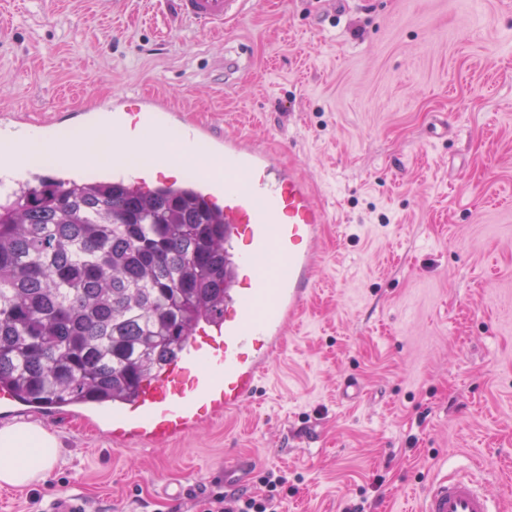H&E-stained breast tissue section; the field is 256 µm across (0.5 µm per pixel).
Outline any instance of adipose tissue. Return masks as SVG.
Wrapping results in <instances>:
<instances>
[{
	"label": "adipose tissue",
	"mask_w": 512,
	"mask_h": 512,
	"mask_svg": "<svg viewBox=\"0 0 512 512\" xmlns=\"http://www.w3.org/2000/svg\"><path fill=\"white\" fill-rule=\"evenodd\" d=\"M57 436L38 425L0 428V485L25 487L45 479L61 461Z\"/></svg>",
	"instance_id": "1"
}]
</instances>
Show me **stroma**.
I'll return each mask as SVG.
<instances>
[{
  "label": "stroma",
  "instance_id": "35a3bbf8",
  "mask_svg": "<svg viewBox=\"0 0 512 512\" xmlns=\"http://www.w3.org/2000/svg\"><path fill=\"white\" fill-rule=\"evenodd\" d=\"M154 2L0 0V110L62 137L71 104L167 96L305 176L324 261L245 406L162 446L25 414L66 462L0 512H198L234 457L249 495L286 474L275 512H414L458 470L512 512V0H249L219 32Z\"/></svg>",
  "mask_w": 512,
  "mask_h": 512
}]
</instances>
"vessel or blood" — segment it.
Masks as SVG:
<instances>
[{"instance_id":"obj_1","label":"vessel or blood","mask_w":512,"mask_h":512,"mask_svg":"<svg viewBox=\"0 0 512 512\" xmlns=\"http://www.w3.org/2000/svg\"><path fill=\"white\" fill-rule=\"evenodd\" d=\"M176 12L203 30L223 27L243 15L248 0H173ZM86 139L112 140V175L139 183L167 182L179 165L176 152L150 151L132 167L129 151L147 149L146 132L163 136L178 128L182 143H208V171L194 182L203 197L224 209V238L232 251L224 285V323L190 339L184 354L162 377L144 386L129 407L113 414L118 440L162 445L199 425L239 408L258 389L283 345L288 324L308 301L322 263L324 210L307 181L243 135L216 132L213 125L188 121L161 97L123 95L105 111L72 108ZM420 512H497L471 474L434 482Z\"/></svg>"}]
</instances>
